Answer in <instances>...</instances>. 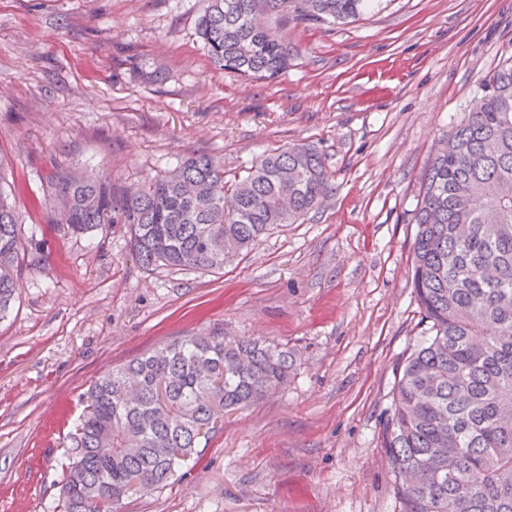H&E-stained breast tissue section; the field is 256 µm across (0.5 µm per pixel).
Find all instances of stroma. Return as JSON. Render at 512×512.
I'll return each mask as SVG.
<instances>
[{
	"instance_id": "obj_1",
	"label": "stroma",
	"mask_w": 512,
	"mask_h": 512,
	"mask_svg": "<svg viewBox=\"0 0 512 512\" xmlns=\"http://www.w3.org/2000/svg\"><path fill=\"white\" fill-rule=\"evenodd\" d=\"M200 0H0V189L41 256L0 319V512H55L66 435L100 376L217 325L287 345L288 384L120 512H399L382 448L403 358L424 336L413 210L440 138L512 57V0H382L290 24L287 72L211 66ZM310 144L331 191L220 272L142 269L122 225L73 234L33 211L59 171L138 184L190 152Z\"/></svg>"
}]
</instances>
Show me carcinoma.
Returning a JSON list of instances; mask_svg holds the SVG:
<instances>
[{"instance_id":"1","label":"carcinoma","mask_w":512,"mask_h":512,"mask_svg":"<svg viewBox=\"0 0 512 512\" xmlns=\"http://www.w3.org/2000/svg\"><path fill=\"white\" fill-rule=\"evenodd\" d=\"M212 66L274 79L293 50L290 22L350 23L375 0H202ZM441 138L414 209L411 283L427 336L407 356L382 435L400 512H512V61ZM313 147L294 144L225 179L193 153L136 188L61 172L47 223L85 233L124 224L140 267L220 271L260 238L303 219L331 191ZM34 261L0 192V317ZM288 349L222 328L183 336L115 367L83 396L66 442L62 512H116L165 487L224 421L288 383Z\"/></svg>"}]
</instances>
